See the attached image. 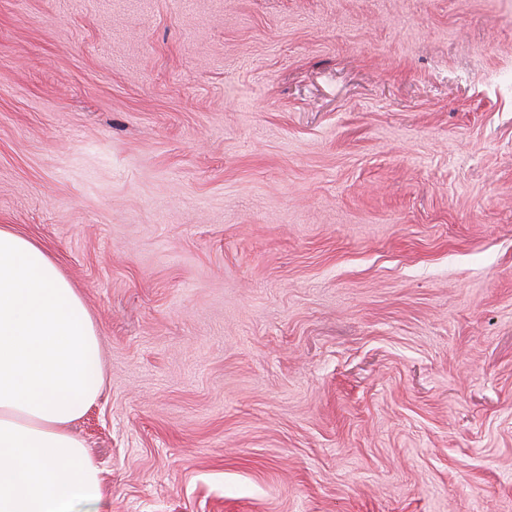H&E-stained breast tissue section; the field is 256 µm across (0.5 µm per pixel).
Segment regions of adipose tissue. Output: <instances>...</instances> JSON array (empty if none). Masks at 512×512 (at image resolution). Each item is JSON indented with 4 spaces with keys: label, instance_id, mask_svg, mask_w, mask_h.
Returning <instances> with one entry per match:
<instances>
[{
    "label": "adipose tissue",
    "instance_id": "obj_1",
    "mask_svg": "<svg viewBox=\"0 0 512 512\" xmlns=\"http://www.w3.org/2000/svg\"><path fill=\"white\" fill-rule=\"evenodd\" d=\"M101 349L81 295L45 249L0 226V512H75L104 497L69 426L96 402Z\"/></svg>",
    "mask_w": 512,
    "mask_h": 512
}]
</instances>
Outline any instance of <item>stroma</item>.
Returning <instances> with one entry per match:
<instances>
[{
    "instance_id": "stroma-1",
    "label": "stroma",
    "mask_w": 512,
    "mask_h": 512,
    "mask_svg": "<svg viewBox=\"0 0 512 512\" xmlns=\"http://www.w3.org/2000/svg\"><path fill=\"white\" fill-rule=\"evenodd\" d=\"M2 224L94 512H512V0H0Z\"/></svg>"
}]
</instances>
